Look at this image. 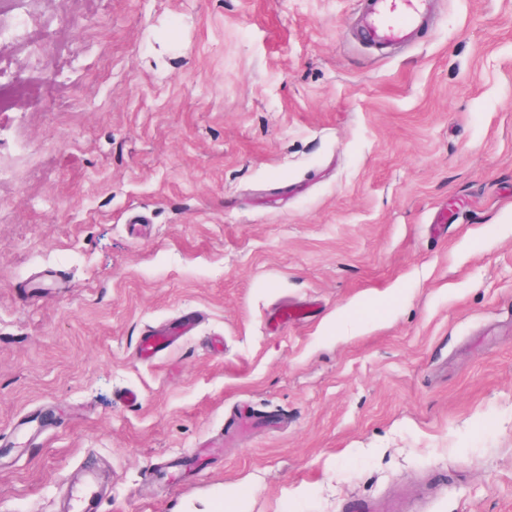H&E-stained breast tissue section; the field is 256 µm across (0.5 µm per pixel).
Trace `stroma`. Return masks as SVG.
I'll use <instances>...</instances> for the list:
<instances>
[{
	"label": "stroma",
	"mask_w": 512,
	"mask_h": 512,
	"mask_svg": "<svg viewBox=\"0 0 512 512\" xmlns=\"http://www.w3.org/2000/svg\"><path fill=\"white\" fill-rule=\"evenodd\" d=\"M364 4L12 0L0 512H512V0ZM426 9L425 0H374L368 34L377 41L401 44L408 33L422 23ZM180 330H159L142 336L139 343V353L144 359L155 358L159 353L166 350L179 337Z\"/></svg>",
	"instance_id": "1"
}]
</instances>
